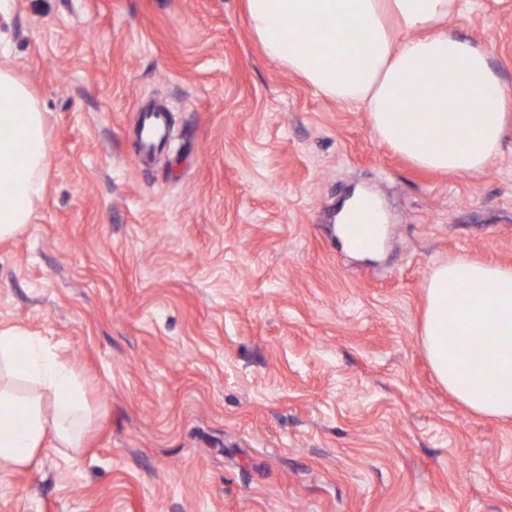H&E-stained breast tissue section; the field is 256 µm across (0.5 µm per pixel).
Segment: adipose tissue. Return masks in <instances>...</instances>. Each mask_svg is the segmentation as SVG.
Here are the masks:
<instances>
[{
    "label": "adipose tissue",
    "instance_id": "1",
    "mask_svg": "<svg viewBox=\"0 0 512 512\" xmlns=\"http://www.w3.org/2000/svg\"><path fill=\"white\" fill-rule=\"evenodd\" d=\"M457 0H246L253 36L269 57L322 95L367 112L382 145L414 165L441 173L483 171L512 123V89L490 52L451 24ZM319 46L302 51L301 32ZM356 35L361 54L347 44ZM429 111H414L418 101ZM49 166L47 120L34 94L0 68V240L32 224ZM481 285L472 294V285ZM482 334V351L465 349ZM422 344L438 381L471 410L512 418V388L489 394L486 375L512 380V266L461 256L435 266L425 282ZM0 372L21 376L18 395L0 381V468L30 464L44 441L78 447L82 396L74 369L41 337L0 328ZM53 400V414L43 403Z\"/></svg>",
    "mask_w": 512,
    "mask_h": 512
}]
</instances>
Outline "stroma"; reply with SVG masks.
<instances>
[{"mask_svg":"<svg viewBox=\"0 0 512 512\" xmlns=\"http://www.w3.org/2000/svg\"><path fill=\"white\" fill-rule=\"evenodd\" d=\"M454 27L512 86V0ZM0 65L48 122L38 217L0 241V326L75 369L79 448L0 469V512H512V420L425 356V280L512 266V127L482 172L415 167L267 57L244 0H0ZM169 146L138 164L139 112ZM388 211L379 256L342 198Z\"/></svg>","mask_w":512,"mask_h":512,"instance_id":"stroma-1","label":"stroma"}]
</instances>
